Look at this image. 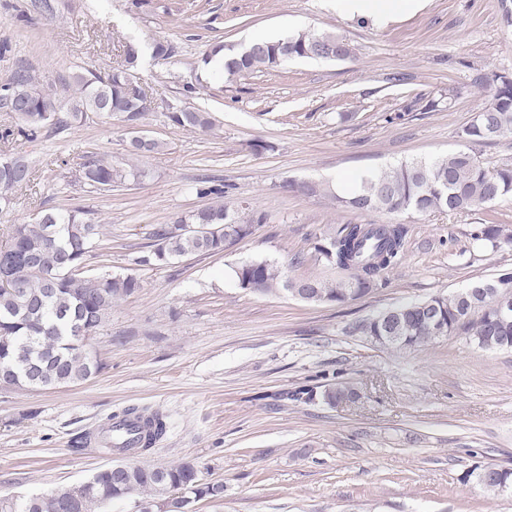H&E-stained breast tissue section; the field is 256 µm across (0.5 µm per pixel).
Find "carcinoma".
Masks as SVG:
<instances>
[{"mask_svg": "<svg viewBox=\"0 0 512 512\" xmlns=\"http://www.w3.org/2000/svg\"><path fill=\"white\" fill-rule=\"evenodd\" d=\"M61 0H29L21 18L27 22L41 16L47 19L60 12ZM151 56L165 61L173 47L158 38L150 45ZM332 53L343 61L351 57V44L327 32H297L277 40L257 39L241 51L228 55L218 65L219 73L249 75L273 68L290 58L322 59ZM139 49L124 50V60L101 76L77 70L62 80L61 97L47 90L30 71L20 69L0 82V108L11 110L21 124L18 134L27 140L52 129L83 125L94 114L109 124L135 128L143 126L151 111L138 82L135 69ZM487 94L479 115L461 132L463 148L447 155L413 159L356 176L346 197L338 201L358 211L379 210L388 214L474 210L512 194V168L491 169L476 152V147L512 135V73L493 72L479 78ZM170 124L200 131L209 130L210 113L176 109L166 113ZM40 163L21 152L0 157V206H9L10 194L34 191L39 186ZM147 176L138 166H115L89 156L80 165L77 181L93 191L110 192L138 183ZM88 210L75 206L65 212L45 210L38 219L15 224L4 245L12 253L7 264L10 285L0 286V369L21 372L27 363H36L39 389L73 386L89 380L100 370L90 345L78 339L90 336L112 314V305L143 288L133 274L87 276L88 257L98 248L101 225L86 219ZM266 215L234 203L210 205L181 215L151 232V250L138 263L165 266L189 255H211L249 237ZM406 228L402 224H336L329 226L315 246L317 259L348 273L340 281L307 278L299 283L309 288L308 303L340 305L352 294L369 293L382 275L398 266L403 258ZM501 229L484 225L474 240L480 247H497ZM240 288L255 293H276L286 288L281 267L268 260L249 261L233 268ZM512 287V272L480 282L484 308H472L461 292L435 295L426 300L396 307L399 339L388 345L407 351L436 340L434 321L445 326L448 335L467 334L484 349H512V313L503 316L492 308L504 289ZM360 336H382L384 325L369 318L354 327ZM329 405L353 402L357 391L347 382L329 385L321 393ZM154 429L141 441L135 453L149 452L165 432L162 418L154 414ZM463 481L474 482L486 492L501 494V487L512 489V467L499 466L483 477L478 469L468 472ZM184 491L194 501L224 497V485L205 482L191 461L166 467L142 465L115 473L108 466L96 471L86 482L60 487L31 496L0 499V512H101L114 500L133 495L147 501L172 500L173 512H182L184 500L175 494Z\"/></svg>", "mask_w": 512, "mask_h": 512, "instance_id": "obj_1", "label": "carcinoma"}]
</instances>
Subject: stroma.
Instances as JSON below:
<instances>
[{
  "instance_id": "1",
  "label": "stroma",
  "mask_w": 512,
  "mask_h": 512,
  "mask_svg": "<svg viewBox=\"0 0 512 512\" xmlns=\"http://www.w3.org/2000/svg\"><path fill=\"white\" fill-rule=\"evenodd\" d=\"M26 0H0V80L26 66L60 85L78 69L111 71L126 45L164 38L170 62L143 55L137 77L153 102L144 130L163 148L133 159L128 136L91 117L56 136L0 141V154L43 160L41 192L16 195L0 212V244L13 225L48 208L85 207L102 237L86 274H136L143 286L115 304L89 343L102 369L48 390H0V495L37 494L83 482L113 464L75 438L129 407L162 414L164 437L137 463L196 462L220 500L194 512H512L464 475L512 467V351L479 348L464 333L398 353L351 334L386 308L448 295L512 271V246L476 247L483 224L512 233V196L456 213L394 216L339 203L348 179L412 158L459 149L461 129L484 103L477 75L512 72V0H419L386 24L336 13L327 0H71L57 17L24 22ZM345 37L344 61L298 59L230 79L201 73L216 44L241 48L292 32ZM457 91L443 112L411 100ZM209 111L211 130L182 129L168 108ZM265 143L263 151L251 142ZM148 170L141 184L90 193L74 182L86 146ZM329 186L305 196L287 181ZM231 187L228 199L264 213L253 234L224 253L156 267L140 264L155 225L208 204L201 182ZM404 224L403 259L377 288L342 305H310L290 292L255 294L228 271L279 263L289 279L340 280L314 246L330 224ZM356 402L289 400L323 391L336 376Z\"/></svg>"
}]
</instances>
